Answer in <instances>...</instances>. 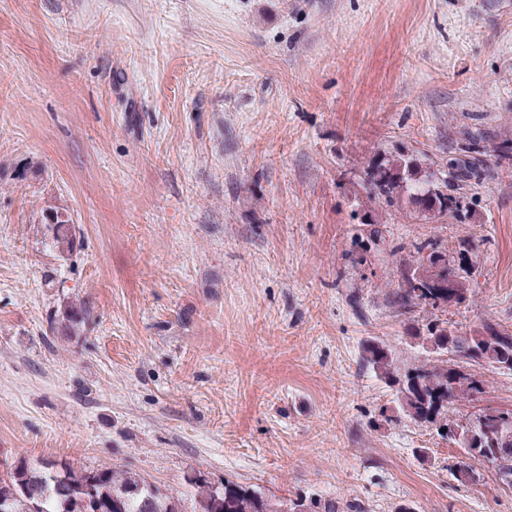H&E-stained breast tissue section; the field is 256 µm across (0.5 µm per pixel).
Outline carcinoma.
<instances>
[{"label": "carcinoma", "mask_w": 512, "mask_h": 512, "mask_svg": "<svg viewBox=\"0 0 512 512\" xmlns=\"http://www.w3.org/2000/svg\"><path fill=\"white\" fill-rule=\"evenodd\" d=\"M457 151L445 170H425L417 157L403 153L375 159L364 171L368 200L390 207L406 200L425 220L448 213L466 214L469 192L488 177L483 155L507 156L512 146L490 148L483 138L469 134L457 144ZM44 219L53 225L55 246L62 251L70 249L72 217L53 210ZM414 253L416 259L397 269L393 304L406 313L425 311L411 339L429 357L407 366L401 353L367 340L362 345V359L395 391L398 413L463 448L470 458L494 456L499 479L512 486V411L507 419L499 414L485 421L449 416L451 406L484 392L485 382L481 377L459 380V363L448 358L452 354L456 359L512 371V333L493 326L467 333L448 323V308L471 297L466 286L469 245L460 244L456 264L430 240L414 244ZM186 481L196 488L191 500L167 493L138 474L112 467L36 466L19 459L10 465L6 477L0 478V512H113L116 500L121 502L120 512H281V503L230 479L216 485L198 473ZM297 503L305 512L352 509L334 499L309 504L291 501Z\"/></svg>", "instance_id": "1"}]
</instances>
